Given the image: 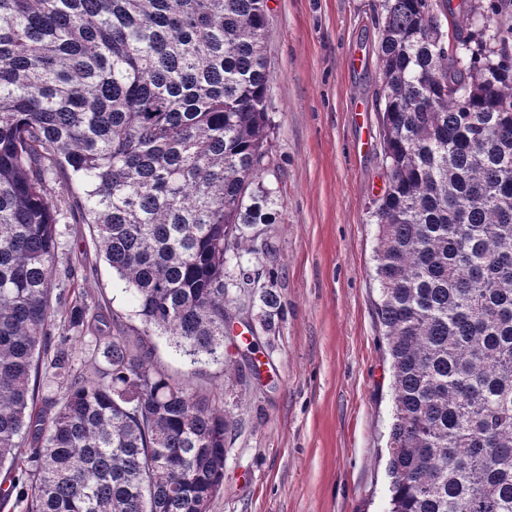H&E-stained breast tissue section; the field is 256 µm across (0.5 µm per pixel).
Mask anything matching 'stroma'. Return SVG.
<instances>
[{
  "mask_svg": "<svg viewBox=\"0 0 512 512\" xmlns=\"http://www.w3.org/2000/svg\"><path fill=\"white\" fill-rule=\"evenodd\" d=\"M383 0H267L271 75L270 170L276 223L246 230L248 249L228 258V298L260 346L249 360L212 364L193 390L223 404L236 424L224 451V485L212 512H386L391 368L381 343L369 211L384 192L377 61ZM55 292L100 304L69 343L86 373L95 344L143 325L125 284L99 253L90 225L66 222ZM253 273L239 279V266ZM274 292L278 308L266 306Z\"/></svg>",
  "mask_w": 512,
  "mask_h": 512,
  "instance_id": "obj_1",
  "label": "stroma"
}]
</instances>
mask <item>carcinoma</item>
Segmentation results:
<instances>
[{
    "instance_id": "carcinoma-1",
    "label": "carcinoma",
    "mask_w": 512,
    "mask_h": 512,
    "mask_svg": "<svg viewBox=\"0 0 512 512\" xmlns=\"http://www.w3.org/2000/svg\"><path fill=\"white\" fill-rule=\"evenodd\" d=\"M377 314L392 369L388 512H512V0H384ZM267 0H0V489L10 512H211L224 406L191 390L236 312L224 262L272 224ZM171 375L119 328L94 375L52 332L51 179ZM67 330L92 311L67 301ZM50 357L63 396L39 397ZM444 1L445 0H434V3L438 2V4H440V7L437 8L444 21V28L445 30H448L449 38H454L456 36L455 33H460L455 27V21H457L461 15L465 3L462 2L463 0H447L449 1L448 3ZM448 5L452 9L451 11L448 10ZM444 16H447V21ZM154 348V360L171 374H180L186 370L184 357L170 343L168 336H160L154 332L148 337Z\"/></svg>"
}]
</instances>
